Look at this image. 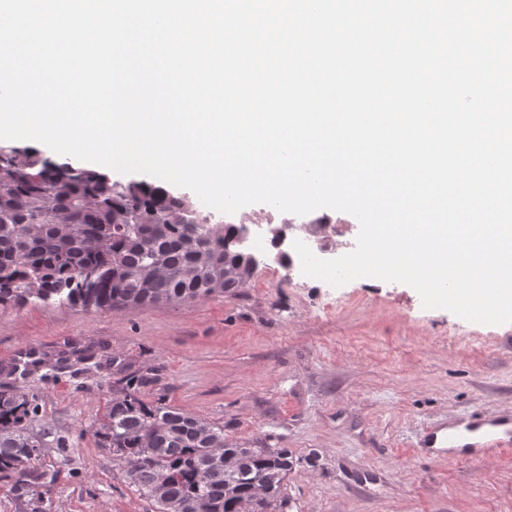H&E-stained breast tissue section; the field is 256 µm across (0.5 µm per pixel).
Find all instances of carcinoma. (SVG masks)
Masks as SVG:
<instances>
[{
  "mask_svg": "<svg viewBox=\"0 0 512 512\" xmlns=\"http://www.w3.org/2000/svg\"><path fill=\"white\" fill-rule=\"evenodd\" d=\"M233 224H210L184 196L148 177L113 181L27 146L0 145V305L115 310L229 292L253 274L226 248ZM151 382L119 380L94 435L126 464L157 512H284L286 448L224 442V428L139 397ZM26 394L0 391V472L25 486L43 453Z\"/></svg>",
  "mask_w": 512,
  "mask_h": 512,
  "instance_id": "cac0c4a2",
  "label": "carcinoma"
}]
</instances>
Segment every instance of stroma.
Listing matches in <instances>:
<instances>
[{"label":"stroma","mask_w":512,"mask_h":512,"mask_svg":"<svg viewBox=\"0 0 512 512\" xmlns=\"http://www.w3.org/2000/svg\"><path fill=\"white\" fill-rule=\"evenodd\" d=\"M265 255L242 288L184 303L102 311L32 301L0 306V390L38 408L45 477L0 473V512H154L93 430L121 374H143L148 403L223 426L227 442L285 448L287 512H512V454L488 460L418 447L425 429L512 409V322L424 308L410 286L305 276L269 240L280 217L247 206ZM326 223L324 232L309 225ZM323 258L355 247L357 219L295 216ZM42 365L25 379L21 351Z\"/></svg>","instance_id":"35a3bbf8"}]
</instances>
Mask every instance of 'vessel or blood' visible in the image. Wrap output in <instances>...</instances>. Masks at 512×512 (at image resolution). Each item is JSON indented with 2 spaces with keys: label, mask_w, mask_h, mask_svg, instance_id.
I'll use <instances>...</instances> for the list:
<instances>
[{
  "label": "vessel or blood",
  "mask_w": 512,
  "mask_h": 512,
  "mask_svg": "<svg viewBox=\"0 0 512 512\" xmlns=\"http://www.w3.org/2000/svg\"><path fill=\"white\" fill-rule=\"evenodd\" d=\"M457 442L463 443L469 457H480L490 452L497 455L512 452V411L430 428L422 445L426 448H449Z\"/></svg>",
  "instance_id": "vessel-or-blood-1"
}]
</instances>
